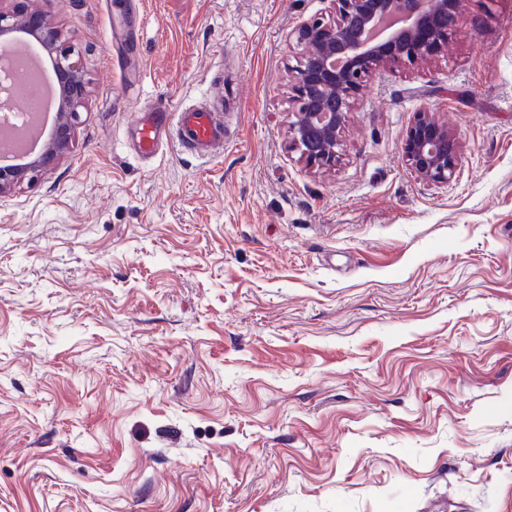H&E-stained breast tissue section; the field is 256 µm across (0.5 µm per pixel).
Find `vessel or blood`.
I'll use <instances>...</instances> for the list:
<instances>
[{
    "instance_id": "b4317fda",
    "label": "vessel or blood",
    "mask_w": 512,
    "mask_h": 512,
    "mask_svg": "<svg viewBox=\"0 0 512 512\" xmlns=\"http://www.w3.org/2000/svg\"><path fill=\"white\" fill-rule=\"evenodd\" d=\"M136 150L143 155L154 154L162 140L178 145L200 157L213 155L224 145V113L204 108H179L151 104L139 112L134 121Z\"/></svg>"
}]
</instances>
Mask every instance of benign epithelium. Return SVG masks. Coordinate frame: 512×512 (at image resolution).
<instances>
[{
	"label": "benign epithelium",
	"mask_w": 512,
	"mask_h": 512,
	"mask_svg": "<svg viewBox=\"0 0 512 512\" xmlns=\"http://www.w3.org/2000/svg\"><path fill=\"white\" fill-rule=\"evenodd\" d=\"M0 7V42L22 32L47 53L59 96L48 139L28 161L0 165V195L25 175L48 169L73 145L87 85L53 20V0ZM335 18L317 17L299 28L304 52L290 68L292 120L288 136L300 158L328 171L336 166L340 135L373 72L385 65L431 61L459 32L461 0H329ZM403 153L425 181L446 184L455 175L459 143L428 112L417 113Z\"/></svg>",
	"instance_id": "obj_1"
}]
</instances>
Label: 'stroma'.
Instances as JSON below:
<instances>
[{
    "instance_id": "1",
    "label": "stroma",
    "mask_w": 512,
    "mask_h": 512,
    "mask_svg": "<svg viewBox=\"0 0 512 512\" xmlns=\"http://www.w3.org/2000/svg\"><path fill=\"white\" fill-rule=\"evenodd\" d=\"M328 0H55L74 145L0 196V512H512V0L288 138ZM224 97V149L137 155ZM446 184L402 146L419 110ZM403 153L423 180L446 184L457 170L459 143L429 112L420 111L407 130Z\"/></svg>"
}]
</instances>
